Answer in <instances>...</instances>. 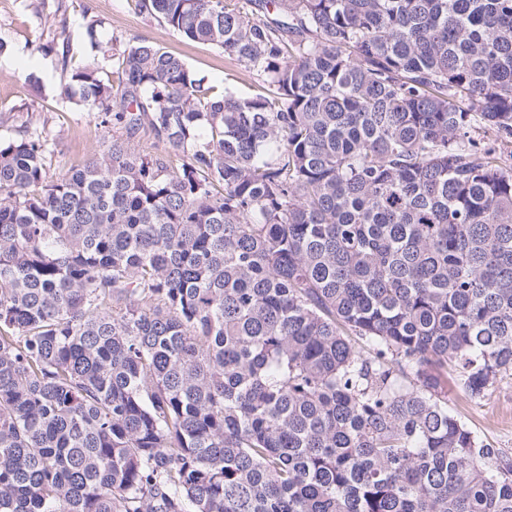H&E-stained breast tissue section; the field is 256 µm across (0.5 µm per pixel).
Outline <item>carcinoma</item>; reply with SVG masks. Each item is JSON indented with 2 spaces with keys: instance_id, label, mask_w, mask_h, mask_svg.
Listing matches in <instances>:
<instances>
[{
  "instance_id": "obj_1",
  "label": "carcinoma",
  "mask_w": 512,
  "mask_h": 512,
  "mask_svg": "<svg viewBox=\"0 0 512 512\" xmlns=\"http://www.w3.org/2000/svg\"><path fill=\"white\" fill-rule=\"evenodd\" d=\"M130 2L265 87L56 48L125 137L0 141V512H512V0ZM448 410L461 418L491 448L512 452V376H505L481 400L448 383Z\"/></svg>"
}]
</instances>
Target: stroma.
<instances>
[{
	"label": "stroma",
	"mask_w": 512,
	"mask_h": 512,
	"mask_svg": "<svg viewBox=\"0 0 512 512\" xmlns=\"http://www.w3.org/2000/svg\"><path fill=\"white\" fill-rule=\"evenodd\" d=\"M103 21L100 41L125 48L146 39L181 56L196 78L217 89L251 94L262 83L243 63L213 46L185 42L156 18L133 13L126 0H0V140L20 130L45 136L52 145L49 176L83 166L119 128L103 125L97 113L61 95L64 75L53 42L70 41L76 61L95 54L81 26L82 7ZM448 408L490 447L512 452V376H505L483 399H471L456 385L448 387Z\"/></svg>",
	"instance_id": "stroma-1"
}]
</instances>
